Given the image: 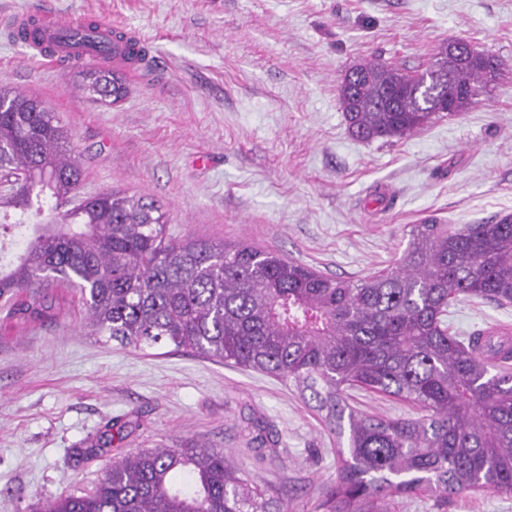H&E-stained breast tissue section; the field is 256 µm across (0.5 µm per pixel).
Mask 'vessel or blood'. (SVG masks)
I'll return each instance as SVG.
<instances>
[{"label":"vessel or blood","mask_w":512,"mask_h":512,"mask_svg":"<svg viewBox=\"0 0 512 512\" xmlns=\"http://www.w3.org/2000/svg\"><path fill=\"white\" fill-rule=\"evenodd\" d=\"M39 39L30 43L28 50L33 59L45 62L52 67H59L62 57L77 54L86 61H112L115 66H124L122 50L112 47L113 26L111 21L99 22L96 32L77 39H64L63 33L70 26L69 21L63 20L50 13H39Z\"/></svg>","instance_id":"1"}]
</instances>
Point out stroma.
Wrapping results in <instances>:
<instances>
[{
    "mask_svg": "<svg viewBox=\"0 0 512 512\" xmlns=\"http://www.w3.org/2000/svg\"><path fill=\"white\" fill-rule=\"evenodd\" d=\"M37 8L112 20L152 50L151 80L117 105L71 69L32 60L5 20ZM454 37L502 62L478 106L397 140L347 129L338 85L370 58L421 71ZM0 81L43 100L70 132L83 191L157 201L171 238L245 239L330 276L386 266L409 225L512 215V0H0ZM58 314L0 325V512H41L92 491L114 457L186 443L223 448L270 512H316L339 446L310 395L198 355L92 332L72 289ZM453 331L507 329L512 305L461 300ZM359 412L415 406L352 391ZM126 422L119 445L88 454ZM390 512H512V496L394 498Z\"/></svg>",
    "mask_w": 512,
    "mask_h": 512,
    "instance_id": "1",
    "label": "stroma"
}]
</instances>
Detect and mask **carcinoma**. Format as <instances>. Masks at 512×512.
Returning a JSON list of instances; mask_svg holds the SVG:
<instances>
[{
	"label": "carcinoma",
	"instance_id": "obj_1",
	"mask_svg": "<svg viewBox=\"0 0 512 512\" xmlns=\"http://www.w3.org/2000/svg\"><path fill=\"white\" fill-rule=\"evenodd\" d=\"M131 65L148 51L122 32ZM79 87L114 104L121 69L78 62ZM357 93L342 79L348 129L365 141L402 139L444 115L448 85L462 90L451 116L480 103L499 72L494 57H452L410 75L368 60ZM84 172L60 117L33 96L0 86V237L25 233L0 264V307L11 325L50 317L53 286L79 294L89 327L136 349L170 347L258 372L311 394L350 459L320 507L385 512L394 496L512 495V341L448 329L460 297L512 304V215L487 224H411L404 250L356 281L328 276L247 241H175L167 212L121 191L82 196ZM55 200L57 220L30 224ZM418 407L379 418L347 403L348 391ZM44 512H266L264 490L228 453L205 445L121 457L91 494L61 496Z\"/></svg>",
	"mask_w": 512,
	"mask_h": 512
}]
</instances>
